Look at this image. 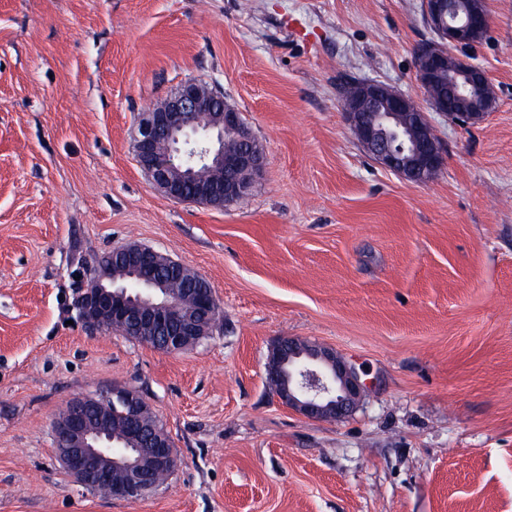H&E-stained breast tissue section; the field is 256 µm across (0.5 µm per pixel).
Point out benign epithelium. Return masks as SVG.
I'll return each mask as SVG.
<instances>
[{
  "mask_svg": "<svg viewBox=\"0 0 512 512\" xmlns=\"http://www.w3.org/2000/svg\"><path fill=\"white\" fill-rule=\"evenodd\" d=\"M429 26L440 42L418 51V82L429 105L449 120L476 124L485 103L472 96L476 88L492 99L493 86L484 70L454 55L452 47H470L486 36L489 18L479 6L461 14L453 0H424ZM457 72L467 92L448 104L434 92L436 76ZM343 111L357 142L377 162L415 184L432 180L445 151L419 103L375 80L354 82L343 99ZM235 133V147L224 146V131ZM136 160L157 191L185 201L186 182L211 172L192 201L216 207L234 204L253 188L264 154L242 115L207 84L188 79L176 91L142 113L135 139ZM111 263L81 257L71 271L75 292L70 309L89 331L107 333L115 323L123 335L170 353L194 346L212 335L222 320L210 284L197 271L151 247L127 243L112 248ZM266 376L279 384L277 396L308 419H339L351 413L366 389L362 374L332 349L292 338L271 350ZM149 408L139 391L114 385L98 395L72 399L65 414L52 423L56 455L83 488L113 479L111 497L139 500L157 483L147 469L171 473L177 458L170 442L140 447L143 413Z\"/></svg>",
  "mask_w": 512,
  "mask_h": 512,
  "instance_id": "obj_1",
  "label": "benign epithelium"
}]
</instances>
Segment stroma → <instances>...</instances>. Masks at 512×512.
Wrapping results in <instances>:
<instances>
[{
	"label": "stroma",
	"instance_id": "35a3bbf8",
	"mask_svg": "<svg viewBox=\"0 0 512 512\" xmlns=\"http://www.w3.org/2000/svg\"><path fill=\"white\" fill-rule=\"evenodd\" d=\"M423 0H0V512H512V0L467 55L496 105L428 117L447 155L410 184L359 145L340 87L415 100ZM263 149L251 194L170 200L136 120L185 80ZM136 242L209 282L223 324L176 353L74 322L75 255ZM354 364L356 410L310 420L266 385L273 343ZM139 390L178 467L141 500L60 466L73 397Z\"/></svg>",
	"mask_w": 512,
	"mask_h": 512
}]
</instances>
